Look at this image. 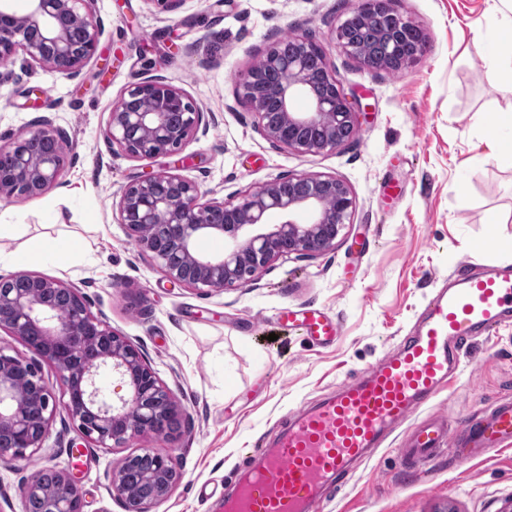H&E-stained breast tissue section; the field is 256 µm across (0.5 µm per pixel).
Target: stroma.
I'll return each mask as SVG.
<instances>
[{
  "label": "stroma",
  "mask_w": 512,
  "mask_h": 512,
  "mask_svg": "<svg viewBox=\"0 0 512 512\" xmlns=\"http://www.w3.org/2000/svg\"><path fill=\"white\" fill-rule=\"evenodd\" d=\"M355 0H95L100 35L79 73L16 57L0 70V145L51 119L70 149L62 184L34 199H0V275L30 240L76 234L83 253L31 271L87 296L94 314L139 346L185 411L177 437L144 435L130 449L86 448L57 410L38 459L0 463V512H25L21 484L37 469L73 473L85 512H125L112 473L128 450L176 459L182 478L154 512H220L224 484L248 448L273 438L289 414L360 379L393 352L427 300L462 262L512 265V167L484 161L483 114L512 113V94L488 76V0H398L428 35L407 71H368L339 52L331 33ZM309 35L323 48L358 128L333 153L301 155L267 140L235 98V80L276 40ZM159 78L204 112L178 154L132 159L104 128L128 85ZM169 170L206 198L230 201L283 176L344 181L356 210L333 249L290 255L255 281L200 294L171 283L118 220L121 191ZM497 213L499 223L486 221ZM315 304L340 322L326 347L278 328L288 306ZM512 398V323L481 336L453 381L415 414L463 426ZM79 453H72V446ZM512 505V445L467 465L450 456L412 471L397 442L380 449L324 499L323 512H502Z\"/></svg>",
  "instance_id": "35a3bbf8"
}]
</instances>
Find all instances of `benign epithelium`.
Wrapping results in <instances>:
<instances>
[{"instance_id": "7a95c632", "label": "benign epithelium", "mask_w": 512, "mask_h": 512, "mask_svg": "<svg viewBox=\"0 0 512 512\" xmlns=\"http://www.w3.org/2000/svg\"><path fill=\"white\" fill-rule=\"evenodd\" d=\"M23 14L10 0H0V65L17 55L26 62L76 73L97 48L99 29L94 0H29ZM397 0H358L356 16L372 24L382 15L393 19L381 34V48L367 53L349 37V20L332 32L335 47L367 70L402 72L427 48L424 28L396 8ZM236 97L255 114L262 135L297 154L334 152L342 133L356 130L357 112L336 79L322 47L298 35L270 46L236 83ZM310 108L299 112L295 100ZM208 125L189 96L160 78L129 85L113 106L104 137L133 159H156L178 153L200 127ZM51 140L55 149L37 153L31 144ZM66 133L49 119L0 145L10 157L0 166V198H34L59 185L67 163ZM356 201L346 183L333 176L282 177L242 192L236 202L203 200L199 185L171 171L150 174L127 185L118 204L119 221L138 248L156 261L164 276L200 293L237 288L255 280L273 260L298 253L316 255L335 245L350 223ZM284 217L267 223L269 213ZM301 211L309 220L299 222ZM147 227L164 233L147 234ZM224 238V251L197 250L203 237ZM18 338L31 352L24 357L0 346V460L11 463L37 456L50 434L56 398L42 366L53 369L65 387L68 417L85 443L98 448H127L138 437L168 438L180 421L182 407L170 387L128 337L95 315L74 286L23 270L0 276V331ZM117 375L129 397L115 403L99 378ZM149 455L154 467L139 473L135 463ZM181 472L169 455L143 449L125 456L112 473V492L129 506L135 481L155 492L136 500L134 512H151L165 500ZM25 500L41 502V512H84L83 495L74 477L52 471L50 483L21 484Z\"/></svg>"}]
</instances>
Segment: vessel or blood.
Instances as JSON below:
<instances>
[{"label": "vessel or blood", "instance_id": "1", "mask_svg": "<svg viewBox=\"0 0 512 512\" xmlns=\"http://www.w3.org/2000/svg\"><path fill=\"white\" fill-rule=\"evenodd\" d=\"M279 321L318 344L340 332L338 320L313 304L286 308ZM509 321L511 266L468 268L449 277L393 356L339 393L292 413L271 442H258L224 498V512H315L325 494L369 461L453 378L475 338ZM409 427L401 454L410 466L448 451L465 465L512 444V400L461 431L444 416Z\"/></svg>", "mask_w": 512, "mask_h": 512}]
</instances>
